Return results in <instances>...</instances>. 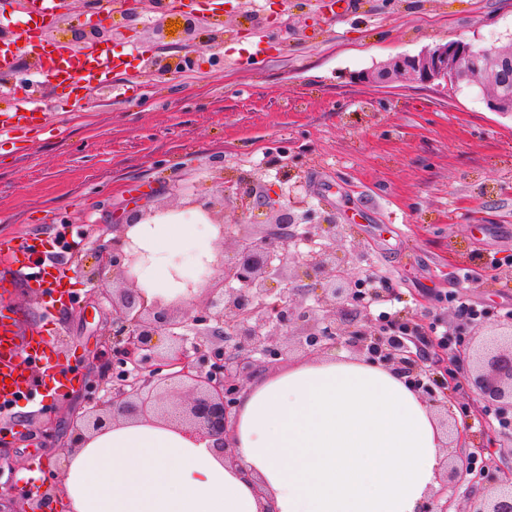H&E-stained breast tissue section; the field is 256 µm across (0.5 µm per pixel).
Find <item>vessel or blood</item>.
<instances>
[{"instance_id": "1", "label": "vessel or blood", "mask_w": 512, "mask_h": 512, "mask_svg": "<svg viewBox=\"0 0 512 512\" xmlns=\"http://www.w3.org/2000/svg\"><path fill=\"white\" fill-rule=\"evenodd\" d=\"M57 7L58 0H27L26 8L17 10V20L9 26L13 41L31 42L34 32L54 18ZM122 65V60L111 55L105 46L84 56H71L66 49L55 56L44 55L38 81L30 83L9 111L0 113V137L11 139L19 132H31L41 125L38 112L43 83L74 84L89 91L111 83ZM28 249V242L10 241L0 248V266L11 269L16 280L48 286L50 293L45 309L55 311L72 296L66 271L58 262L32 259ZM31 360L37 362L42 374L51 375L60 370V360L49 341L41 336H24L19 313L0 308V404L20 394H32L31 382L25 374V365Z\"/></svg>"}]
</instances>
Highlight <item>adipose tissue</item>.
<instances>
[{"label":"adipose tissue","instance_id":"adipose-tissue-1","mask_svg":"<svg viewBox=\"0 0 512 512\" xmlns=\"http://www.w3.org/2000/svg\"><path fill=\"white\" fill-rule=\"evenodd\" d=\"M145 256L140 284L179 298L182 266L212 259L217 228L200 208L127 230ZM233 461L208 441L120 422L67 459L64 512H425L445 453L429 406L404 376L345 353L265 374L228 422Z\"/></svg>","mask_w":512,"mask_h":512}]
</instances>
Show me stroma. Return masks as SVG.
Here are the masks:
<instances>
[{
  "instance_id": "obj_1",
  "label": "stroma",
  "mask_w": 512,
  "mask_h": 512,
  "mask_svg": "<svg viewBox=\"0 0 512 512\" xmlns=\"http://www.w3.org/2000/svg\"><path fill=\"white\" fill-rule=\"evenodd\" d=\"M223 2L220 45L207 28L189 49L181 36L153 33L150 14L129 21L114 49L129 53L143 95L117 102L106 87L76 108L51 89L30 155L0 142V239L38 238L70 269L75 296L52 316L42 289L18 284L0 298L23 315V331L50 339L75 378L0 411V512H17L30 465L40 484L60 483L74 421L107 395L99 375L112 362V277H89L91 249L96 229L124 223L133 206L184 209L194 195L216 198L227 180L277 192L297 214L335 216L337 254L389 291L371 314L460 332L462 300L486 308L489 323L512 315V264L503 261L512 255V117L471 89L358 79L434 44L512 42V0ZM252 51L255 64L242 67ZM184 56L189 74L144 78L148 60ZM68 225L83 235L71 250L55 242ZM447 397L466 409L464 447L474 448L491 428L485 404L462 375Z\"/></svg>"
}]
</instances>
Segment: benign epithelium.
<instances>
[{"label": "benign epithelium", "mask_w": 512, "mask_h": 512, "mask_svg": "<svg viewBox=\"0 0 512 512\" xmlns=\"http://www.w3.org/2000/svg\"><path fill=\"white\" fill-rule=\"evenodd\" d=\"M152 5V0H121V20L100 12L98 23L87 29L72 24L70 44L82 50L106 44L123 35L126 23ZM196 6L184 12V0L171 2V11L180 13L182 32L189 43L194 42L200 26L210 22L205 14L208 4L198 0ZM482 53L483 49L470 43L435 45L415 55H398L358 78L374 86L406 76L422 84L441 81L448 85V60L463 70ZM236 199L242 218L261 208L272 220L258 232L244 229L234 236L232 257L214 252V260L205 266L219 275L209 276L203 284L185 281L187 294L202 296L199 304L185 306L180 300L166 304L159 297H148L145 289L138 287L135 273L141 252L125 230L117 232L111 225L98 228L94 273L110 272L119 284L112 289V387L106 399L76 422V438L106 429L118 416L130 421L156 418L190 437L212 441L211 447L229 458L227 425L244 381L285 356L282 336L295 337L299 347L310 354L331 351L343 340L399 370L422 398L437 403V393L424 383L426 371L408 345L390 329L373 326L370 303L382 299L383 294L373 289L370 302L363 301L362 282L349 272L346 258L336 254L334 243L321 242L324 229L334 232L338 228L336 219L327 216L301 228L297 215L276 196L238 191ZM192 204L218 227V243H224L230 237L224 216L203 198ZM297 241L314 246L301 251L292 246ZM291 268L311 281L314 303L297 300L298 289L286 275ZM353 304L368 327L349 330L336 320L337 311ZM467 329L472 339L461 347L460 355L442 351L438 362L452 370L465 361L467 381L479 399L503 415L512 410V317L490 325L484 320L471 321ZM158 336L168 339L162 351ZM447 477L458 487L480 485L486 489L485 497L469 512H512V472L499 477L487 469L476 471L470 458L462 456L448 462ZM54 495L52 487H41L22 498L19 512H49ZM433 503L432 512H464L453 509L446 482L434 494Z\"/></svg>", "instance_id": "1"}]
</instances>
